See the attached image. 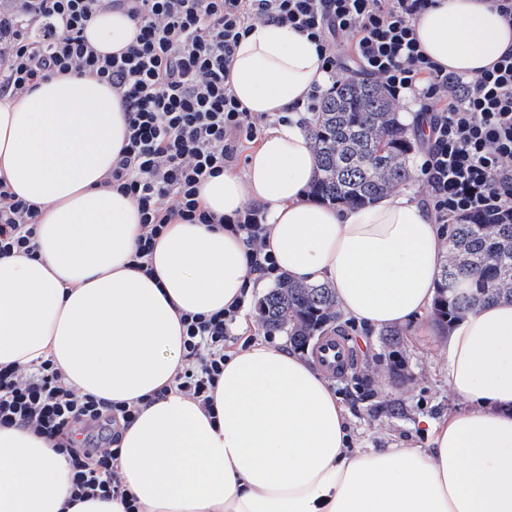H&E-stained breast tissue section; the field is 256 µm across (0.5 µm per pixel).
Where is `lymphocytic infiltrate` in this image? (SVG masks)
Segmentation results:
<instances>
[{
  "label": "lymphocytic infiltrate",
  "instance_id": "f902f5d3",
  "mask_svg": "<svg viewBox=\"0 0 512 512\" xmlns=\"http://www.w3.org/2000/svg\"><path fill=\"white\" fill-rule=\"evenodd\" d=\"M435 0H0V96H21L54 74L93 76L108 84L126 112L128 136L107 188L133 197L141 233L131 266L153 274L157 241L169 224H220L239 236L257 278L280 280L265 249L264 208L249 204L218 220L199 199L209 178L233 168L245 143L272 121L246 111L229 90L230 63L243 34L277 22L316 42L326 86L314 87L305 111L346 78L376 81L390 99L409 98L420 140L417 178L435 223L471 215L512 216V51L476 76L448 72L422 49L414 22ZM119 11L138 34L124 51L98 54L85 27ZM37 205L0 177V258L37 252ZM238 305L184 314L182 366L174 386L215 416L224 360L239 337ZM136 405L78 393L52 359L0 365V427L54 441L72 472L71 503L121 499L138 512L121 483V430Z\"/></svg>",
  "mask_w": 512,
  "mask_h": 512
}]
</instances>
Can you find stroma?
<instances>
[{"mask_svg":"<svg viewBox=\"0 0 512 512\" xmlns=\"http://www.w3.org/2000/svg\"><path fill=\"white\" fill-rule=\"evenodd\" d=\"M328 329L344 333L356 348L354 368L331 381L346 410L353 446H426V419L438 420L463 408L444 369L442 345L449 329L437 325L432 314L400 326V336L392 342L383 329L343 317Z\"/></svg>","mask_w":512,"mask_h":512,"instance_id":"obj_1","label":"stroma"}]
</instances>
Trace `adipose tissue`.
I'll use <instances>...</instances> for the list:
<instances>
[{
	"label": "adipose tissue",
	"mask_w": 512,
	"mask_h": 512,
	"mask_svg": "<svg viewBox=\"0 0 512 512\" xmlns=\"http://www.w3.org/2000/svg\"><path fill=\"white\" fill-rule=\"evenodd\" d=\"M423 49L473 76L512 48V26L485 0H440L415 22ZM133 23L97 14L85 36L125 49ZM316 45L274 22L254 25L229 85L251 112H275L246 170L200 188L208 210L265 207L280 273L328 283L346 318L372 327L421 317L448 243L404 190L361 206L308 195L313 144L293 108L326 85ZM126 135L125 112L93 77L55 75L0 98V176L41 214L36 258L0 259V364L52 357L80 392L136 402L159 389L122 433L118 472L141 512H512V303L456 321L445 370L465 408L429 421L427 447L348 450L339 398L306 358L255 341L232 352L214 393L216 418L173 387L180 313L209 314L254 284L241 239L177 222L158 240L155 277L129 268L136 201L105 188ZM71 474L52 444L0 428V512H126L120 499L67 507Z\"/></svg>",
	"instance_id": "adipose-tissue-1"
}]
</instances>
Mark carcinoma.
<instances>
[{"label":"carcinoma","instance_id":"1","mask_svg":"<svg viewBox=\"0 0 512 512\" xmlns=\"http://www.w3.org/2000/svg\"><path fill=\"white\" fill-rule=\"evenodd\" d=\"M309 133L317 156L311 194L337 205H364L411 174L413 143L382 86L341 83L315 113ZM449 252L433 302L441 325L500 299H512V221L468 216L451 225ZM263 323L285 328L303 348L338 319L333 289L285 278L259 300Z\"/></svg>","mask_w":512,"mask_h":512}]
</instances>
